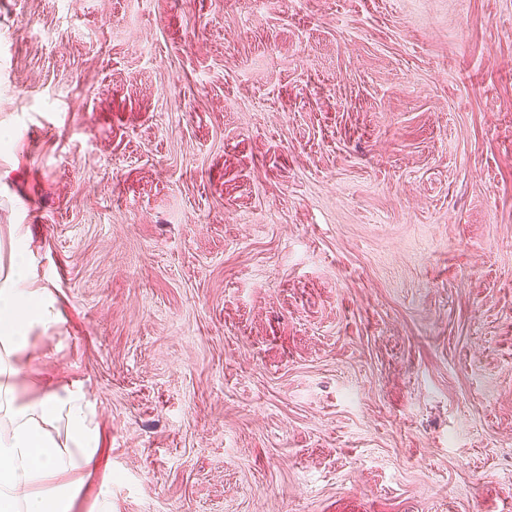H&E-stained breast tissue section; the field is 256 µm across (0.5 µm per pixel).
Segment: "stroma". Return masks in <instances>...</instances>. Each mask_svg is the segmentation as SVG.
<instances>
[{"label": "stroma", "instance_id": "35a3bbf8", "mask_svg": "<svg viewBox=\"0 0 512 512\" xmlns=\"http://www.w3.org/2000/svg\"><path fill=\"white\" fill-rule=\"evenodd\" d=\"M112 512H512V0H0V255Z\"/></svg>", "mask_w": 512, "mask_h": 512}]
</instances>
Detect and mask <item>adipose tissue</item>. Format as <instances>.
<instances>
[{"instance_id":"1","label":"adipose tissue","mask_w":512,"mask_h":512,"mask_svg":"<svg viewBox=\"0 0 512 512\" xmlns=\"http://www.w3.org/2000/svg\"><path fill=\"white\" fill-rule=\"evenodd\" d=\"M59 321L54 300L33 285L23 252L0 265V512H71L100 447L95 408L81 386H46L20 395L21 363L31 331Z\"/></svg>"}]
</instances>
